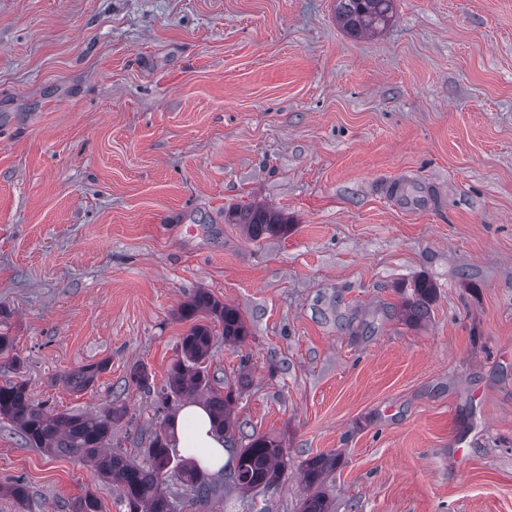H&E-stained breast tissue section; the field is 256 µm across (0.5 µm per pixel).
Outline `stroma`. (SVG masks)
I'll return each instance as SVG.
<instances>
[{
	"label": "stroma",
	"mask_w": 512,
	"mask_h": 512,
	"mask_svg": "<svg viewBox=\"0 0 512 512\" xmlns=\"http://www.w3.org/2000/svg\"><path fill=\"white\" fill-rule=\"evenodd\" d=\"M335 0H0V385L69 413L127 409L112 446L138 459L156 390L207 314L215 381L249 372L245 433L278 439L272 492L225 485L221 512H299L305 462L338 452L332 512H512V0H396L352 36ZM431 185L432 206L377 189ZM288 214L257 241L228 210ZM425 323L401 318L416 280ZM11 355V356H12ZM107 362L93 388L63 377ZM146 367L151 390L127 385ZM0 512H68L83 461L0 421ZM200 312L208 313L222 326L221 335L227 345H239L250 335L249 327L240 311L214 298L207 291H196L178 308L179 316L185 320L194 319Z\"/></svg>",
	"instance_id": "35a3bbf8"
}]
</instances>
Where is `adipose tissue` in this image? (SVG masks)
<instances>
[{"mask_svg": "<svg viewBox=\"0 0 512 512\" xmlns=\"http://www.w3.org/2000/svg\"><path fill=\"white\" fill-rule=\"evenodd\" d=\"M174 444L183 454L197 459L201 469L217 472L227 457L224 442L212 430L207 408L200 403L182 405L169 421Z\"/></svg>", "mask_w": 512, "mask_h": 512, "instance_id": "1", "label": "adipose tissue"}]
</instances>
